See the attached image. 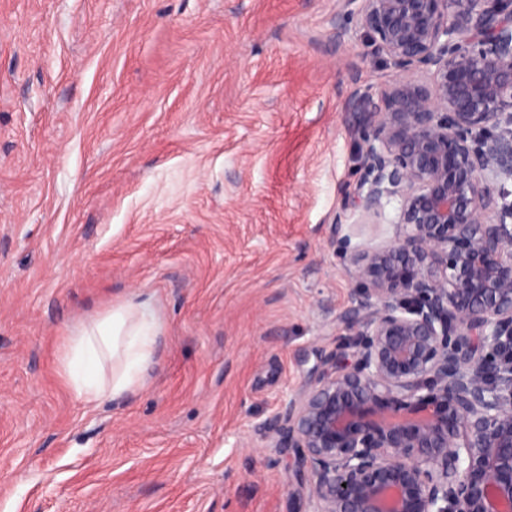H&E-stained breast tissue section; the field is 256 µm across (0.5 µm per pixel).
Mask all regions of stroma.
Segmentation results:
<instances>
[{
    "label": "stroma",
    "instance_id": "stroma-1",
    "mask_svg": "<svg viewBox=\"0 0 512 512\" xmlns=\"http://www.w3.org/2000/svg\"><path fill=\"white\" fill-rule=\"evenodd\" d=\"M335 27L336 0H0V512H309L263 424L348 346L344 107L395 75ZM144 299L142 387L77 401L66 339Z\"/></svg>",
    "mask_w": 512,
    "mask_h": 512
}]
</instances>
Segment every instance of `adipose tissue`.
I'll return each instance as SVG.
<instances>
[{
  "mask_svg": "<svg viewBox=\"0 0 512 512\" xmlns=\"http://www.w3.org/2000/svg\"><path fill=\"white\" fill-rule=\"evenodd\" d=\"M157 338L154 312L128 301L91 320L64 345L59 364L78 400L91 404L136 391Z\"/></svg>",
  "mask_w": 512,
  "mask_h": 512,
  "instance_id": "ef3b65f1",
  "label": "adipose tissue"
}]
</instances>
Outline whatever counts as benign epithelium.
<instances>
[{
  "instance_id": "7a95c632",
  "label": "benign epithelium",
  "mask_w": 512,
  "mask_h": 512,
  "mask_svg": "<svg viewBox=\"0 0 512 512\" xmlns=\"http://www.w3.org/2000/svg\"><path fill=\"white\" fill-rule=\"evenodd\" d=\"M395 78L366 134L352 351L264 424L311 512H512V0H337ZM425 80H420V77Z\"/></svg>"
}]
</instances>
